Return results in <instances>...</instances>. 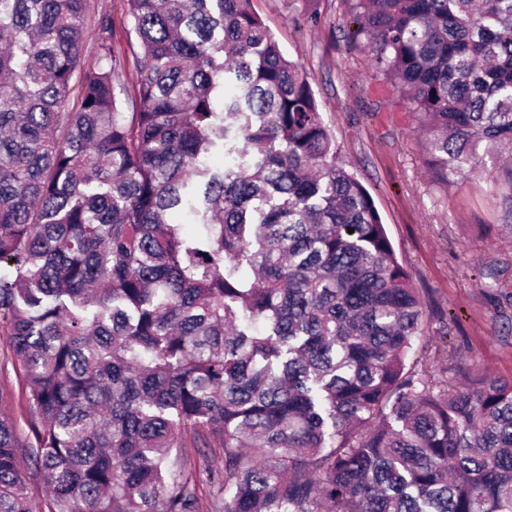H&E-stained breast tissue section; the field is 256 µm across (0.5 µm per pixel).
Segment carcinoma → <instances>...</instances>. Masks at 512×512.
I'll return each instance as SVG.
<instances>
[{
	"label": "carcinoma",
	"instance_id": "obj_1",
	"mask_svg": "<svg viewBox=\"0 0 512 512\" xmlns=\"http://www.w3.org/2000/svg\"><path fill=\"white\" fill-rule=\"evenodd\" d=\"M358 2L432 170L512 149V0ZM127 4L130 86L109 23L80 70L87 0H0V335L30 410L24 445L0 418V512H37L23 446L49 512H201V483L210 512H512V381L409 361L419 292L312 78L250 0ZM187 426L224 471L186 465Z\"/></svg>",
	"mask_w": 512,
	"mask_h": 512
}]
</instances>
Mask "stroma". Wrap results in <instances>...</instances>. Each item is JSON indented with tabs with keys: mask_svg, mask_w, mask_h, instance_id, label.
I'll use <instances>...</instances> for the list:
<instances>
[{
	"mask_svg": "<svg viewBox=\"0 0 512 512\" xmlns=\"http://www.w3.org/2000/svg\"><path fill=\"white\" fill-rule=\"evenodd\" d=\"M285 56L313 79L339 158L373 197L426 314L410 354L432 373L448 360L512 379V185L486 161L464 180L438 179L418 121L406 112L357 36L356 0H251ZM127 0H89L81 68L96 63L95 34L110 22L123 55ZM28 436L22 376L0 336V416Z\"/></svg>",
	"mask_w": 512,
	"mask_h": 512,
	"instance_id": "1",
	"label": "stroma"
}]
</instances>
